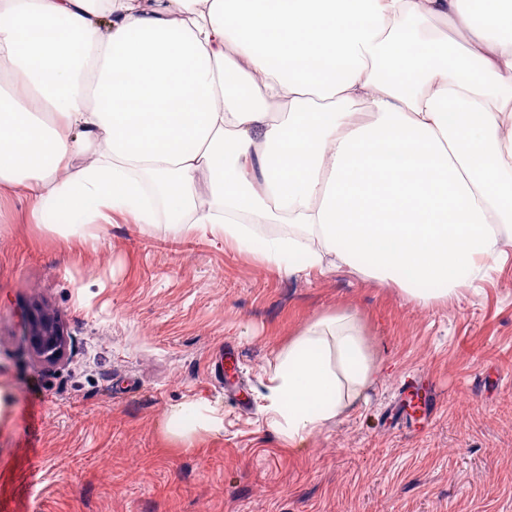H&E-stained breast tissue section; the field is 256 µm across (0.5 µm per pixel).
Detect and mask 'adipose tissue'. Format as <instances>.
Wrapping results in <instances>:
<instances>
[{
    "instance_id": "1",
    "label": "adipose tissue",
    "mask_w": 512,
    "mask_h": 512,
    "mask_svg": "<svg viewBox=\"0 0 512 512\" xmlns=\"http://www.w3.org/2000/svg\"><path fill=\"white\" fill-rule=\"evenodd\" d=\"M0 77L25 87L0 89V190L63 234L130 215L424 305L512 255V0H0ZM378 371L321 316L263 410L303 445Z\"/></svg>"
}]
</instances>
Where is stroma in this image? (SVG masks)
I'll list each match as a JSON object with an SVG mask.
<instances>
[{
	"mask_svg": "<svg viewBox=\"0 0 512 512\" xmlns=\"http://www.w3.org/2000/svg\"><path fill=\"white\" fill-rule=\"evenodd\" d=\"M58 317L65 358L29 349ZM355 315L382 374L301 448L261 410L278 353ZM417 380L432 414L401 394ZM187 403L216 408L188 433ZM0 512H512V260L421 306L342 267L294 276L116 218L97 237L0 196ZM30 343L34 354L41 361L55 364L66 354L67 339L56 317L41 312L29 318Z\"/></svg>",
	"mask_w": 512,
	"mask_h": 512,
	"instance_id": "obj_1",
	"label": "stroma"
}]
</instances>
